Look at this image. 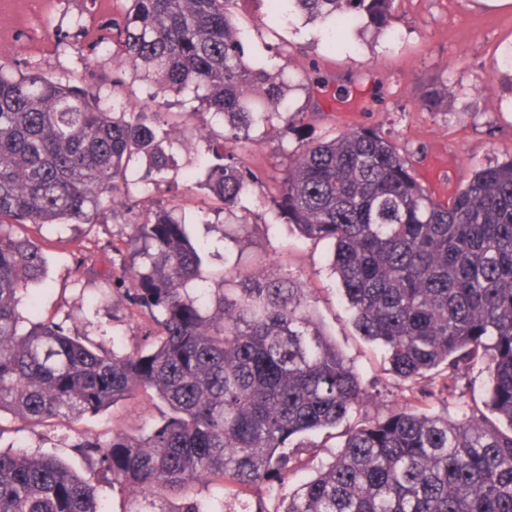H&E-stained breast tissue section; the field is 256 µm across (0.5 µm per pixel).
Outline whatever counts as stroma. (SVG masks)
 <instances>
[{
    "instance_id": "1",
    "label": "stroma",
    "mask_w": 512,
    "mask_h": 512,
    "mask_svg": "<svg viewBox=\"0 0 512 512\" xmlns=\"http://www.w3.org/2000/svg\"><path fill=\"white\" fill-rule=\"evenodd\" d=\"M235 11L249 33L245 50L253 67L273 74L284 57H291L286 103L289 112L304 115L287 140L269 139L259 146L244 143L251 165L266 174L280 175L288 153L300 143L333 132L372 128L390 136L400 154L410 158L418 181H425L432 158L450 160L447 178L438 180L431 192L444 203L476 170L512 157V0H396V21L386 30L362 20L345 30L336 29L331 21L301 15L287 20L274 14L268 0H237ZM111 17L112 7L104 0H66L55 9L46 0H14L5 22L14 30L15 42L0 43V57L20 60L73 85L83 84L93 72L111 83V55L63 45L57 37L59 27L84 21L98 29ZM122 78V88L105 95V109L138 104L148 112L170 113L184 139L192 142L211 119L210 114L194 111L188 96L167 92L150 97L132 70H125ZM433 82L447 84L451 91L448 107L439 115L419 104L425 87ZM170 164L144 198H133L134 208H164L182 215L193 243L220 238L230 218L213 201L197 154L173 147ZM127 221L126 213L107 208L95 224H28L18 229L50 260L47 284L39 292L42 314L91 340H113L125 352L140 344V322L125 317L118 296L102 294L98 274L113 262L132 265V256L122 251ZM237 252L245 263L269 260L271 274L306 288L320 328L357 369L372 397L361 413L311 434V447L290 448L292 457L307 463L290 480L294 488L331 461L350 428L389 408L416 403L421 389L401 381L382 347L353 326L330 270L326 243L302 239L290 224L271 229L255 224ZM90 256L98 269L94 276L78 264ZM487 383V362L475 359L456 394L436 400L434 408L452 419L460 406L483 408ZM162 409L149 393L140 392L103 414L84 418L79 428L108 437L116 428L153 424ZM0 425L13 430L14 441L28 451L65 459L97 488L104 512H128L130 500L105 483L94 463L75 449L47 440L44 426L19 431L9 416Z\"/></svg>"
}]
</instances>
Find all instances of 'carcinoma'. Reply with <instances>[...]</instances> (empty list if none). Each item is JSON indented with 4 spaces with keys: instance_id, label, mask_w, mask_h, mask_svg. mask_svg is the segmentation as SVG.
Returning <instances> with one entry per match:
<instances>
[{
    "instance_id": "carcinoma-1",
    "label": "carcinoma",
    "mask_w": 512,
    "mask_h": 512,
    "mask_svg": "<svg viewBox=\"0 0 512 512\" xmlns=\"http://www.w3.org/2000/svg\"><path fill=\"white\" fill-rule=\"evenodd\" d=\"M309 18L361 17L389 28L395 0H271ZM234 0H121L112 11V90L122 69L166 92L189 93L223 122L221 162L209 184L235 215L236 244L252 219L270 215L333 247L332 269L356 330L385 349L395 372L422 379L448 370L439 393L454 394L461 364L488 359L489 414L450 420L397 407L349 430L315 477L283 494L288 442L332 428L368 401L354 366L322 332L306 290L235 263L222 287H205V258L168 210L135 216L126 249L143 260L128 281L113 268L104 289L144 317V347L90 345L41 318L34 290L48 278L39 247L0 224V418L55 428L98 415L134 393L165 407L150 429L56 435L111 476L136 504L129 512H212L193 494L201 480L224 494L223 512H268L247 498L277 482L274 512H512V158L472 175L451 202L434 200L395 143L350 129L288 155L268 178L241 140L262 128L281 140L299 114L280 111L287 85L251 69ZM99 83L72 86L27 67L0 64V219L16 224H94L105 204L169 168L154 119L99 106ZM448 86L420 100L438 115ZM169 142L177 122L164 121ZM0 512H104L95 489L54 456L10 443L0 449Z\"/></svg>"
}]
</instances>
